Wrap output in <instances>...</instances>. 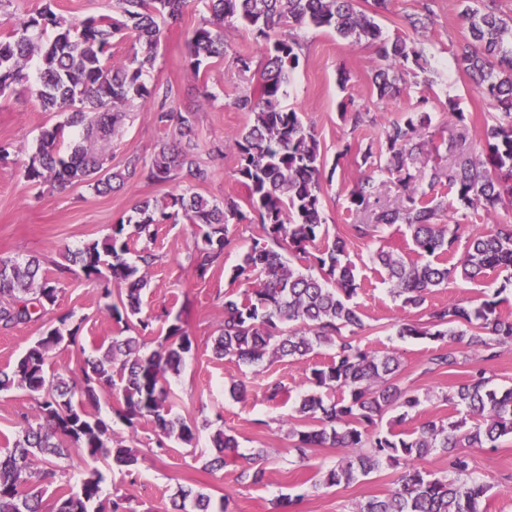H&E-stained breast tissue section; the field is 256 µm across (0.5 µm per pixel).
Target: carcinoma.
Segmentation results:
<instances>
[{"instance_id":"carcinoma-1","label":"carcinoma","mask_w":512,"mask_h":512,"mask_svg":"<svg viewBox=\"0 0 512 512\" xmlns=\"http://www.w3.org/2000/svg\"><path fill=\"white\" fill-rule=\"evenodd\" d=\"M210 13L206 24L191 34L187 67L199 74L212 58L224 57V21L238 20L266 46L265 65L257 95H243L235 107L252 114L251 124L231 135L236 150V173L249 190L250 211L234 198L220 202L193 191L209 178L198 159L196 112L187 107L166 109L167 96L145 80L152 65L161 30L159 21L177 20L187 0H118L123 20L108 15L71 22L47 6L19 19L11 35L0 37V94L28 80L35 65L37 97L44 110L64 112L67 118L42 131L39 144L23 167L33 186L51 183L64 188L85 183L99 194L112 191V182L147 179L186 183L179 194L163 201L143 200L127 220L112 225L102 240L84 243L62 254L65 273L74 265L85 280L108 279L122 286L118 296L101 295L100 311L126 333L100 344L95 355L74 368L51 367L53 352L63 343L79 341L83 320L74 314L46 319L58 300L57 282L49 278L36 256L0 258V331L20 324L44 321V330L9 370L0 369V392L25 391L36 403V415L16 422L12 445L0 450V512H45L47 487L56 479L54 459L78 450L93 460L112 459L129 472L139 462L134 441L119 437L112 420L101 417L99 392L117 393L115 417L131 429L152 426L157 448L174 438L186 445L196 440L198 424L173 413L168 377L180 373L185 357L197 342L185 329L180 315L165 309L143 315V290L156 260L149 243L161 224L183 221L196 227L192 263L203 277L220 262L232 242L230 226L260 224L261 237L253 239L239 262L228 270L231 283L243 286L224 297V321L213 337V353L246 365L291 357L303 359L316 348L334 353L325 363L308 367L304 394L297 412L319 425L292 428L293 451L299 458L310 448L336 447L348 456L323 476L332 487L350 485L359 478L390 468L398 472L395 488L385 497L360 503L356 512H487L489 486L470 472L467 448H496L512 437V388L490 386L486 370L477 368L448 398L466 409L468 418L445 422L429 420L413 431L395 430L421 405L416 390L399 381L400 358L377 354L356 339L364 327L352 304L361 288L355 266L348 259L346 240L331 236L323 217L324 184L336 168H327L318 140L304 126L299 113L282 105L284 87L299 67L301 45L297 29H326L359 43L376 44L380 64L372 83L382 100L400 96L408 65H428L422 44L401 37L383 36L374 15L387 9L389 0H372V9L359 8V0H201ZM432 0L406 17L414 31L431 22ZM466 38L459 60L481 94L497 110L476 152L434 171L422 184L411 172L421 151L423 131L431 124L428 112H411L387 122L379 151L367 147L363 164L397 174L398 194L385 208L374 197L370 178L359 181L349 194L351 207L371 211L372 224H351L349 235L373 237L379 224H398L410 235L415 259L395 250L377 252L384 280L402 304L419 308L434 289L458 278L475 280L490 272L502 275L493 293L462 304L451 302L429 312L423 323L394 325L401 338H428L445 347L427 359L428 370H453L457 349L476 353L490 363L499 356L497 346L512 342V318L499 310L501 295L512 289V224H489L470 232L458 252L461 225L438 222L440 213L459 206L492 215L512 207V19L496 0L484 7L467 4L460 12ZM121 34L131 40L128 62L112 61V39ZM160 99L157 120L175 121L177 137L161 142L150 160L127 157L124 168L112 171L98 144L118 132L124 108L132 101ZM74 131L67 151H61L66 129ZM448 181L453 200L432 196L437 184ZM146 241L139 250L131 244ZM164 320L166 331L157 346L148 349L154 322ZM350 335H343L344 330ZM340 391L328 399L327 391ZM393 410L389 429L370 433L381 416ZM218 455L210 461L221 470L227 458L237 457L238 440L218 429L211 436ZM429 456L444 457L448 465L437 471L414 468L410 462ZM44 466H39V463ZM265 469L248 466L238 480L256 485ZM127 496H107L102 475L87 469L49 508L50 512H128ZM173 512H227L228 498L214 500L208 493L180 489Z\"/></svg>"}]
</instances>
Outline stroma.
I'll use <instances>...</instances> for the list:
<instances>
[{"label": "stroma", "instance_id": "stroma-1", "mask_svg": "<svg viewBox=\"0 0 512 512\" xmlns=\"http://www.w3.org/2000/svg\"><path fill=\"white\" fill-rule=\"evenodd\" d=\"M47 6L74 22L90 16H121L116 0H0V37L8 36L15 16L34 14ZM462 8V0H436L433 22L424 38L430 64L409 81L400 97L388 102L378 98L371 80V70L378 62L374 43L353 44L334 32L313 27L300 30V65L285 88L282 103L300 113L304 124L314 131L327 163L337 166L333 182L323 194V215L331 234L345 236L348 225L362 221V213L349 207V192L364 176H372L375 195L382 203H394L395 177L363 166L356 147H380L384 124L416 111L419 99H426L425 110L432 118L415 165L423 178L448 166V154L440 143L448 136L449 102H456L464 112L472 134L471 140L462 145V152L468 154L474 148L473 137L482 131L490 107L456 60L457 48L465 38L459 23ZM208 18L198 0H188L178 21L162 22L160 43L146 79L152 85L172 87L169 108L176 110L191 103L198 106L195 132L199 160L211 171L209 180L198 186V193L217 201L232 197L243 203L248 191L236 175L235 148L228 136L252 121L251 114L236 109L234 102L239 96L256 93L264 44L238 22H226L225 56L213 60L208 69L192 73L185 62L187 41ZM241 55L251 58L249 70L239 66L237 58ZM28 74L27 84L0 95V144L13 148L8 161L0 163V257L38 256L47 275L57 279L60 292L54 316L75 314L82 318L83 329L79 342L61 346L53 353L51 363L56 367L73 366L92 355L95 345L110 342L120 331L99 309L102 283L86 281L76 269L59 273L57 264L62 253L106 237L112 225L130 215L140 200H161L179 193L182 186L175 181L141 180L99 195L84 184L62 190L26 182L22 168L35 151L42 131L65 119L64 113L47 112L40 107L35 97L37 71L32 68ZM346 99L372 112L373 123L356 129L350 121L341 119L339 104ZM156 108V103L139 101L126 106L120 132L106 146L113 169H122L132 153L150 158L157 144L174 139L175 124L158 123ZM349 143L354 146L350 152L345 149ZM259 234L256 224L233 227L232 243L225 249L223 259L200 279L189 260L194 247L193 227H159L153 245L158 261L150 271L144 311L155 315L162 309H172L199 341L180 374L170 377L169 383L175 413L194 420L201 429L193 446L171 440L160 451L150 425H142L137 446L144 458L134 471L120 470L111 462H96L75 452L56 462L62 484L74 483L84 470L97 468L104 477L105 493L128 495L133 512H166L178 490L187 487L215 497L227 496L228 512H272L273 501L288 496L295 500L292 512H354L360 502L392 490L393 473L389 470L347 486H325L324 472L344 456V449L313 448L303 460L292 449L288 430L301 421L296 408L309 389L305 371L309 365L325 361L328 349L299 361L287 358L247 366L215 359L207 345L208 336L219 328L224 316V294L230 289L225 272L238 263ZM383 248L400 249L408 258L413 255L409 239L394 225H379L373 238L348 244L362 283L355 301L364 328L357 338L370 350L397 353L401 382L421 395L423 403L408 417L406 430L432 419H458L463 409L451 404L448 397L466 379L473 365L471 358L461 356L459 367L449 374L425 373V362L438 350V343L427 338L400 339L394 325L402 320L423 321L428 308L478 299L497 287V276L492 273L479 282L449 283L428 295L424 309H411L393 296L373 260L375 252ZM240 382L245 385L241 396L232 392L233 384ZM275 382L282 385L283 392L271 400L266 387ZM220 427L237 438L240 456L224 470L213 473L207 468L216 453L210 437ZM256 453L263 456L264 482L240 484L239 470ZM471 457L474 475L490 487L488 512H512V439H503L495 449L472 451Z\"/></svg>", "mask_w": 512, "mask_h": 512}]
</instances>
